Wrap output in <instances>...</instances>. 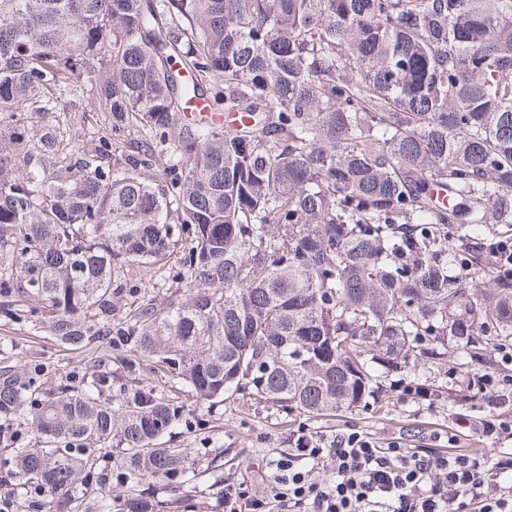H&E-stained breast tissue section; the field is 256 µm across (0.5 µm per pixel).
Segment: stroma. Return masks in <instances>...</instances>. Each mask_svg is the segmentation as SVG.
I'll list each match as a JSON object with an SVG mask.
<instances>
[{"instance_id":"1","label":"stroma","mask_w":512,"mask_h":512,"mask_svg":"<svg viewBox=\"0 0 512 512\" xmlns=\"http://www.w3.org/2000/svg\"><path fill=\"white\" fill-rule=\"evenodd\" d=\"M78 106V111L63 117L51 111L32 116L31 121L40 126L66 119L73 136L79 138L102 133L105 116L95 109L91 95L81 97ZM120 279L126 284L122 297L126 305L145 295L163 301L177 290L170 269L154 273L131 266L121 272ZM0 338L17 343L18 348L10 359L17 366H27L37 357L62 374L85 370L100 359L107 362L117 384L138 387L154 379L144 367L129 372L110 351L72 353L48 336L31 335L23 324L0 321ZM476 369L475 363L461 356L459 345L452 343L447 357L410 360L360 406L321 417L295 416L246 394L222 401H202L181 384H163L164 395L186 410L187 416L175 429L169 444L190 449L193 473L182 484L161 480L131 482L125 478L116 454L107 452L101 455L99 465L111 468V484L97 493L75 499L71 512H98V500L136 494L167 501L169 512H224L226 490H235L248 499L267 493L276 474V461L291 451L293 439L302 429L314 437L327 439L357 429L371 433L383 446L397 442L405 448L430 445L444 451L452 447L457 452L474 451L484 460H491L501 446L480 439L477 433L487 410L484 396L475 390L460 393L455 390L456 384ZM410 381L427 387L429 404L400 399L399 384ZM461 414L469 420L468 427L463 429L456 425Z\"/></svg>"}]
</instances>
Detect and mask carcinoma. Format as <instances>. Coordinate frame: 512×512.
<instances>
[{"label": "carcinoma", "mask_w": 512, "mask_h": 512, "mask_svg": "<svg viewBox=\"0 0 512 512\" xmlns=\"http://www.w3.org/2000/svg\"><path fill=\"white\" fill-rule=\"evenodd\" d=\"M89 77L100 136L30 123ZM197 98L242 121L178 122ZM511 246L512 0H0V317L66 350L331 415L451 337L473 362L512 339ZM176 251L182 293L120 309L123 268ZM42 372L0 366L35 508L112 480L103 448L191 472L157 387Z\"/></svg>", "instance_id": "cac0c4a2"}]
</instances>
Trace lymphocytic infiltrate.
<instances>
[{
	"instance_id": "obj_1",
	"label": "lymphocytic infiltrate",
	"mask_w": 512,
	"mask_h": 512,
	"mask_svg": "<svg viewBox=\"0 0 512 512\" xmlns=\"http://www.w3.org/2000/svg\"><path fill=\"white\" fill-rule=\"evenodd\" d=\"M495 363L468 376V386L494 396L495 407L481 422L485 438L512 442V400L500 397L512 388V342L499 345ZM330 462L328 478L310 477ZM296 506L310 502L312 512H512V450L502 451L492 466L477 454H442L432 448L379 446L369 434L354 431L333 439L298 434L294 448L276 463L271 496L241 501L224 495V512H267L271 502Z\"/></svg>"
}]
</instances>
